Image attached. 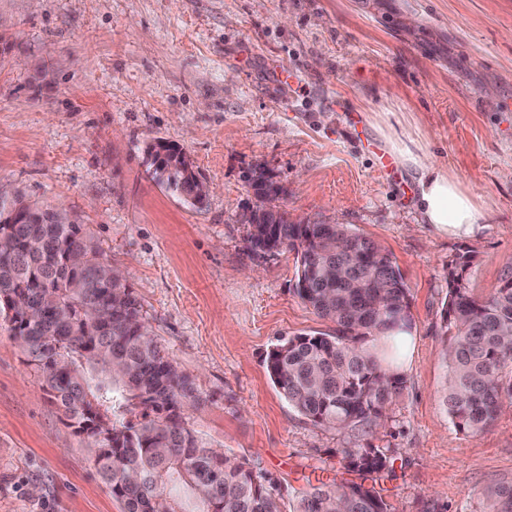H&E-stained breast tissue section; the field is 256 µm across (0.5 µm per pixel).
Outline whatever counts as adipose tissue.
Masks as SVG:
<instances>
[{
	"mask_svg": "<svg viewBox=\"0 0 512 512\" xmlns=\"http://www.w3.org/2000/svg\"><path fill=\"white\" fill-rule=\"evenodd\" d=\"M401 163L418 187V210L424 223L455 238L474 236L485 216L474 198L432 158L402 148Z\"/></svg>",
	"mask_w": 512,
	"mask_h": 512,
	"instance_id": "obj_1",
	"label": "adipose tissue"
}]
</instances>
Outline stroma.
Masks as SVG:
<instances>
[{"instance_id": "obj_1", "label": "stroma", "mask_w": 512, "mask_h": 512, "mask_svg": "<svg viewBox=\"0 0 512 512\" xmlns=\"http://www.w3.org/2000/svg\"><path fill=\"white\" fill-rule=\"evenodd\" d=\"M391 138L459 181L480 233L422 222L413 180L378 169ZM160 141L189 156L203 203L150 178ZM259 171L291 220L347 225L404 277L414 343L380 426L313 424L266 371L280 337L335 326L296 295L294 251L252 248ZM0 182L78 217L193 383L185 427L284 498L356 479L343 451L368 444L391 456L375 482L391 512H474L512 482V408L471 435L441 397L449 264L473 254L480 299L512 271V0H0ZM121 509L0 329V512Z\"/></svg>"}]
</instances>
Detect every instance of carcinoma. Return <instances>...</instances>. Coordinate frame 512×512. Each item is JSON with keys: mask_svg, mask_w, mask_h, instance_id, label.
Instances as JSON below:
<instances>
[{"mask_svg": "<svg viewBox=\"0 0 512 512\" xmlns=\"http://www.w3.org/2000/svg\"><path fill=\"white\" fill-rule=\"evenodd\" d=\"M153 149L152 179L191 193L187 156L166 144ZM251 245L296 251V294L336 324L335 333L295 336L276 344L267 371L288 404L316 425H376L405 380L393 367V347H359L355 340L386 337L393 318L409 320L408 288L400 269L375 244L344 224H301L256 192ZM0 293L19 296L30 312L0 320L41 372L62 405L68 426L95 451V467L121 500L123 512H390L367 484L388 468L387 452L372 446L343 450L360 481L322 483L282 508L277 483L248 463L203 445L180 421L177 408L198 399L188 377L164 357L141 305L92 237L64 209H43L20 194L0 201ZM472 256L448 265L445 331L449 367L444 405L461 432L478 433L512 399V273L485 299L467 278ZM154 412L136 421V409ZM111 435L98 438V423ZM479 512H512V484L479 494Z\"/></svg>", "mask_w": 512, "mask_h": 512, "instance_id": "1", "label": "carcinoma"}]
</instances>
